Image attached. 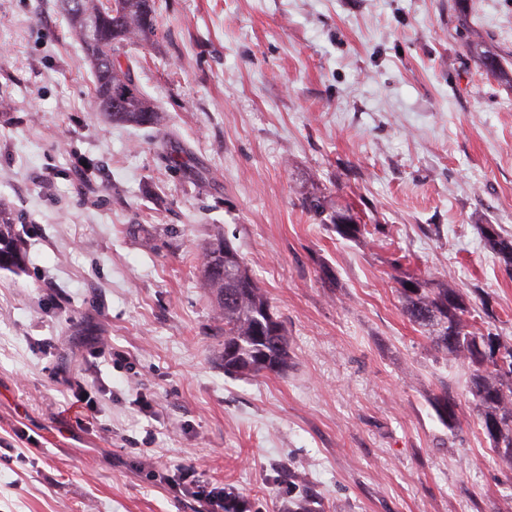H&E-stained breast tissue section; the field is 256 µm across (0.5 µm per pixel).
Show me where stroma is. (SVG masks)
<instances>
[{"label":"stroma","mask_w":512,"mask_h":512,"mask_svg":"<svg viewBox=\"0 0 512 512\" xmlns=\"http://www.w3.org/2000/svg\"><path fill=\"white\" fill-rule=\"evenodd\" d=\"M474 12H467V5ZM131 49L166 147L109 124L60 0H0V512H195L151 472L191 467L282 512H512L469 372L403 313V271L451 277L512 342V0H156ZM367 225L346 241L301 206ZM224 234L290 341L287 377L225 376L197 246ZM99 393L77 428L69 384ZM461 403L456 428L431 399ZM25 258L15 237L10 213L0 208V269H20ZM480 233L484 244L499 259L504 267L512 271V235L504 234L496 224H483ZM293 479V488L296 489V487L299 488V486H302V491L298 496H291L290 499H288L287 496L282 512H323L319 501L314 496L304 491V479L299 475L293 476Z\"/></svg>","instance_id":"1"}]
</instances>
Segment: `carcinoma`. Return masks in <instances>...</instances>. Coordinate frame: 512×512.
<instances>
[{"label":"carcinoma","mask_w":512,"mask_h":512,"mask_svg":"<svg viewBox=\"0 0 512 512\" xmlns=\"http://www.w3.org/2000/svg\"><path fill=\"white\" fill-rule=\"evenodd\" d=\"M72 35L82 44L94 76L91 105L112 124L159 130L164 116L140 91L127 48L154 32V0H64ZM332 231L359 241L365 225L349 215L330 218ZM484 244L512 271V235L496 224H483ZM199 287L213 299L224 321V373L230 376L275 375L285 378L291 363L288 331L273 302L250 273L244 258L225 239L201 248ZM25 262L14 233L10 213L0 208V269H19ZM404 313L428 333L432 348L470 370L468 393L474 412L503 465L512 471V344L492 332L475 327L469 300L450 280L408 273L400 281ZM413 288H407V285ZM432 406L448 427L458 421L460 403L444 391ZM224 512H249V502L239 493L224 492ZM282 512H323L319 501L306 491L285 500Z\"/></svg>","instance_id":"cac0c4a2"}]
</instances>
